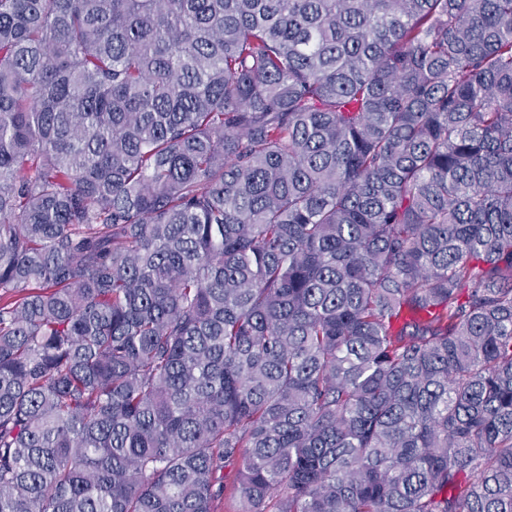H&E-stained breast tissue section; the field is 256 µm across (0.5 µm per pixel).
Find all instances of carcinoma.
Here are the masks:
<instances>
[{"instance_id": "cac0c4a2", "label": "carcinoma", "mask_w": 512, "mask_h": 512, "mask_svg": "<svg viewBox=\"0 0 512 512\" xmlns=\"http://www.w3.org/2000/svg\"><path fill=\"white\" fill-rule=\"evenodd\" d=\"M512 512V0H0V512Z\"/></svg>"}]
</instances>
